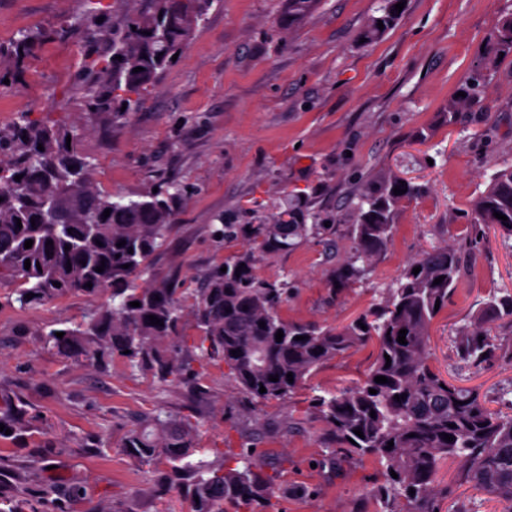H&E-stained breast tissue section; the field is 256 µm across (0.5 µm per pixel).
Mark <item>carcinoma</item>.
I'll list each match as a JSON object with an SVG mask.
<instances>
[{"label": "carcinoma", "mask_w": 512, "mask_h": 512, "mask_svg": "<svg viewBox=\"0 0 512 512\" xmlns=\"http://www.w3.org/2000/svg\"><path fill=\"white\" fill-rule=\"evenodd\" d=\"M213 0H150L151 7L125 15L118 26L93 23L109 42V53L88 52L82 94L88 111L108 121L131 108L139 96L173 63L172 56L188 46L198 22ZM318 0H288V27L300 26ZM384 0L382 13L368 21L363 38L370 44L399 19L395 4ZM383 23L384 29L378 28ZM40 34L25 33L9 46L0 45V83L11 76V64L31 56ZM498 50L512 55V14L497 30ZM483 62L473 71L468 98L477 102L483 91ZM136 67L140 72H133ZM71 143H66V138ZM77 137L65 124L31 118L22 112L0 128V283L14 286L20 306L45 304L59 296L89 295L112 289V307L75 329L45 334V343L65 353L97 359L123 354L130 367L150 371L165 391L181 384L190 361H220L237 388L258 402L284 401L326 362L374 339L378 353L365 376L326 397L312 401L316 417L330 437L329 461L371 456L384 470V483L371 498L378 512H440L449 489L436 482L440 464L458 461L457 482L485 491L512 504V414L495 412L477 388L463 387L444 378L430 364V328L439 310L455 294L461 267L460 248L448 244L422 252L405 270L382 304L339 327L283 319L279 308L288 295V283L270 282L256 271L260 258L298 248L307 241L326 244L336 233L319 214L305 206L287 207L262 214L246 226L224 219L223 236L242 239L246 249L204 276L194 293V315L202 336L186 351L174 349L166 339L177 334L181 320L178 283L155 277L144 287L134 284L149 258L166 242L172 228L179 188L164 184L157 192L135 198L98 189L92 164L76 150ZM44 150H39L38 145ZM21 176L15 180V176ZM405 190L394 194V188ZM413 187L393 173L361 197L357 223L352 225L355 252L336 266L331 287H344L365 273V267L389 245L394 216ZM110 215L105 217V210ZM499 212L508 220L494 216ZM469 244L484 239L485 227L496 225L505 238L512 237V166L496 172L488 188L472 203ZM22 227H17V224ZM33 241L24 248L25 241ZM53 241L48 245L47 241ZM125 245L118 246L119 242ZM30 268H25V260ZM363 266H358L357 262ZM245 267H240V264ZM129 268H123V265ZM104 266V271L96 268ZM420 268L413 273V268ZM440 284H434L438 277ZM60 286H54V283ZM92 286H86V283ZM34 297L27 299L25 295ZM137 301L138 307L130 306ZM154 315L163 325H153ZM512 318V293L495 294L479 303L472 322L455 341L459 362L477 371L500 362L512 363V346L499 342L493 323ZM265 322L260 327L259 322ZM405 329L407 344L397 341ZM282 341H276L278 331ZM237 354H232V351ZM391 365H386V359ZM293 374L288 381L287 374ZM278 376V381L270 380ZM384 376L385 384L375 382ZM266 392H259L260 387ZM377 393L371 394L369 390ZM406 395L398 401L396 395ZM376 417H371L370 412ZM0 424L15 433L27 427L25 412L16 409L0 416ZM359 429V437L354 430ZM196 423L188 418L142 420L125 436L122 448L141 464L165 460L192 482L190 512H254L270 503L275 488L264 474L254 452L243 448L223 455V464L192 461ZM453 440H444V435ZM392 449H386L388 442ZM397 477H392L391 473ZM0 512H32L21 482L0 483Z\"/></svg>", "instance_id": "carcinoma-1"}]
</instances>
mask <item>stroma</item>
Masks as SVG:
<instances>
[{
	"label": "stroma",
	"mask_w": 512,
	"mask_h": 512,
	"mask_svg": "<svg viewBox=\"0 0 512 512\" xmlns=\"http://www.w3.org/2000/svg\"><path fill=\"white\" fill-rule=\"evenodd\" d=\"M382 0H319L291 30L286 0H215L189 46L144 92L132 112L103 124L82 102L90 21L97 0H0V44L37 31L41 42L13 85L0 86V127L20 112L74 128L79 152L95 164L101 190L135 196L168 182L187 187L149 275L179 281L184 310L179 335L197 336L192 291L241 253L221 241L220 216L261 203L277 210L285 196L335 215L336 253L310 241L262 258L260 277L289 284L280 307L289 321L341 326L382 303L422 250L462 241L472 200L512 164V55L496 57V27L512 0H405L397 24L366 45V22ZM492 58L486 93L448 119L445 108L466 78ZM427 133L425 143L415 140ZM417 190L396 214L393 238L365 275L339 292L331 270L349 256L359 195L384 170ZM512 291V239L487 232L481 251L465 256L458 288L431 328V362L444 376L476 387L496 409L512 410V365L478 372L454 351L488 295ZM108 295L74 292L21 308L0 284V414L21 407L28 428L0 436V461L22 464L26 496L39 502L55 480L60 495L47 512H189L168 463L141 465L123 452L127 431L157 410L197 422L201 457L255 449L275 485L307 489L273 498L274 512H362L379 475L372 457L330 464L312 395L362 379L375 343L319 368L292 398L252 402L224 364L194 366L183 384L161 391L131 372L125 358L99 362L44 345L43 332L72 327L104 309Z\"/></svg>",
	"instance_id": "1"
}]
</instances>
